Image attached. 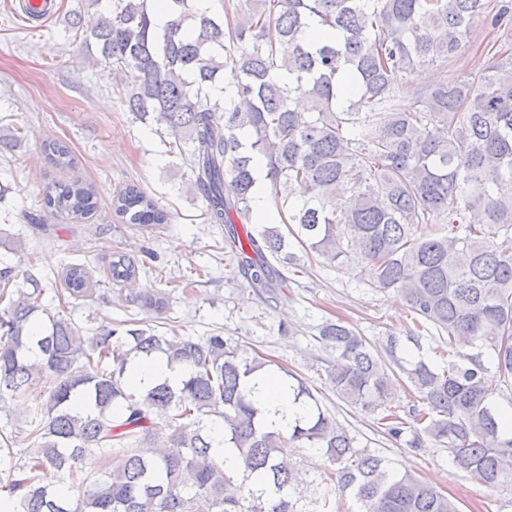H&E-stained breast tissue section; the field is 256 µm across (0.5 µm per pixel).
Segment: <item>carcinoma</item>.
<instances>
[{"label": "carcinoma", "mask_w": 512, "mask_h": 512, "mask_svg": "<svg viewBox=\"0 0 512 512\" xmlns=\"http://www.w3.org/2000/svg\"><path fill=\"white\" fill-rule=\"evenodd\" d=\"M170 4L175 18L159 30L148 0H113L112 14L82 35L118 75L127 111L165 127L169 152H189V192L224 225L237 272L257 292L272 288L280 267L297 261V244L401 293L415 328L447 336L449 359L437 367L400 357L396 336L380 351L344 321L325 322L316 340L336 355L330 384L377 416L384 435L448 449L489 488L512 485V432L501 428L484 362L512 380V0H224L222 19L191 0ZM476 23L496 36L492 62L424 86L413 109L400 108V85L458 57ZM312 24L325 42L304 40ZM228 78L237 101L211 100ZM43 149L57 167L72 166L63 142ZM259 158L285 233L251 222ZM297 186L308 193L300 203ZM346 188L353 198H337ZM44 205L78 223L97 200L72 181L47 188ZM113 212L147 231L170 220L136 185L115 195ZM139 270L119 255L108 277L121 293ZM19 277L29 287L11 288ZM62 283L68 300L96 292L82 264ZM41 296L30 271L0 266V413L11 402L28 410L31 441L0 483V512H297L301 447L324 451L338 490H352L363 512H460L456 499L355 449L293 373L288 390L306 413L268 430L248 381L272 361L244 355L232 338L195 341L149 324L84 337ZM158 355L183 372L180 385L134 389L129 365ZM48 374L47 398L26 406ZM402 375L418 398L403 417L393 406ZM218 421L246 473L235 490L212 451ZM88 452L107 462L93 480L80 467Z\"/></svg>", "instance_id": "obj_1"}]
</instances>
